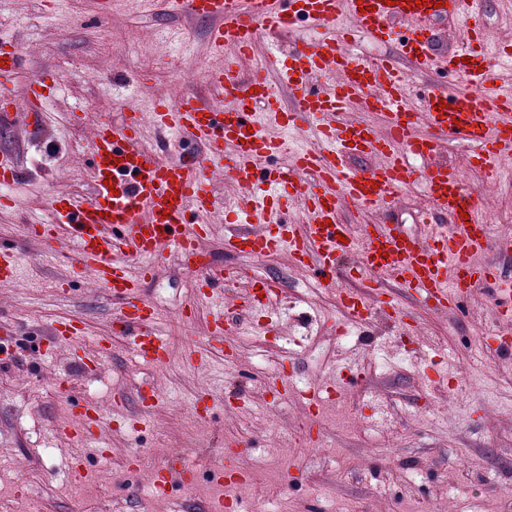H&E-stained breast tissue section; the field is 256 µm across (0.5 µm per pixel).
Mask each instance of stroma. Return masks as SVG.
I'll return each mask as SVG.
<instances>
[{"instance_id":"1","label":"stroma","mask_w":512,"mask_h":512,"mask_svg":"<svg viewBox=\"0 0 512 512\" xmlns=\"http://www.w3.org/2000/svg\"><path fill=\"white\" fill-rule=\"evenodd\" d=\"M99 2L0 0V37L25 55L15 96L24 98L42 72L61 80L44 123L19 116L0 125V150L13 152L20 170L8 189L13 206L0 207V244L19 256L15 281L0 285V323L14 327L5 340L12 358L0 362V512H24L20 482L45 512H97L104 502L112 512H184L187 497L208 500L216 494L208 483L160 495L151 479L155 462L183 454L196 435L188 415L196 401L210 407L198 469L216 463L251 476L226 494L234 512H512V356L474 345L496 332L487 285L475 286L463 312L438 313L385 283L381 298L413 317L412 328L379 313L365 333L341 336L345 312L335 295L290 267L286 253L226 252L219 211L200 243L207 264L241 283L279 278L278 311L245 320L232 338L233 365L216 357L199 367L221 299L206 298L201 273L169 257L139 288L172 347L170 362L155 367L134 362L112 337L104 286L44 258L27 225L51 220V198L86 192L94 127L123 122L131 106L145 116L157 100L205 91L209 68L221 62L209 49V21L126 0L103 19ZM190 307L198 310L191 323L183 316ZM71 316L85 327L84 343H52L49 325ZM103 337L111 356L84 372L81 358ZM352 368L360 375L341 406L315 419L302 399H281L271 384L289 372L297 387H310ZM154 392L162 402L142 418L139 397ZM86 404L98 407L99 427L77 441L53 438L52 426L78 425ZM134 455L144 466L116 492ZM76 462L89 471L80 481Z\"/></svg>"}]
</instances>
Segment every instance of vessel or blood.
<instances>
[{"mask_svg": "<svg viewBox=\"0 0 512 512\" xmlns=\"http://www.w3.org/2000/svg\"><path fill=\"white\" fill-rule=\"evenodd\" d=\"M164 2L168 12L207 20L209 44L224 58L209 70L207 93L187 92L177 102L155 103L153 124L157 148L140 143L138 113L122 124H99L88 144L91 189L81 196H61L52 203L54 219L34 225L44 250L91 270L116 301L113 323L132 356L152 365H166L171 346L157 327L154 308L139 299L138 282L154 274L164 252L191 266L197 243L208 232L207 222L218 206L209 172L223 171L240 187L242 206L226 225L227 251L263 257L287 251L295 266L325 282L358 324L372 321L367 303L370 289L401 280L431 310L459 309L476 283L494 282L493 313L500 328L498 350H512V281L495 266L480 262L485 251L512 256V239L490 235L482 206L461 173L440 159L442 143L460 139L473 145L470 170L496 180L512 167V83L502 82L495 67L512 65V49L489 41L481 26L480 0H141L149 7ZM469 18L460 46L444 57L428 51L429 25L448 14ZM351 27H337L338 19ZM322 27L320 38L295 40L290 63L280 74L288 102L272 92L261 75L240 77V61L253 58L260 42L279 45L300 22ZM407 33L399 41L401 60L360 59L347 49L350 30L379 43L391 41L394 23ZM18 44H0V122L17 110L9 88L21 69ZM435 71L465 76L471 85L498 102L489 111L464 91L444 85L420 88L416 73ZM58 80L46 73L30 80L28 117H42L46 98ZM379 113L382 126L353 118L352 103ZM319 117L317 143L289 148L279 130H293L307 117ZM191 141L203 155H180L176 149ZM288 153L286 165L265 163ZM367 154L376 163L367 169L347 166L346 158ZM312 173L309 181L301 173ZM421 184L427 202L424 215L442 216L413 233L399 224H375L371 218L389 208L403 189ZM302 202L299 217L283 203L285 190ZM361 216L358 224L342 220L344 210ZM357 256L354 270L361 285L344 287L341 262ZM282 288L279 281L258 275L233 289L231 301L240 312L266 307ZM233 321L215 310L208 334L215 352L233 360L223 346ZM54 337L82 338L79 318L56 321ZM343 385L311 388L304 396L312 414L340 401ZM197 475L175 457L153 473V485L166 488L195 481Z\"/></svg>", "mask_w": 512, "mask_h": 512, "instance_id": "b4317fda", "label": "vessel or blood"}]
</instances>
